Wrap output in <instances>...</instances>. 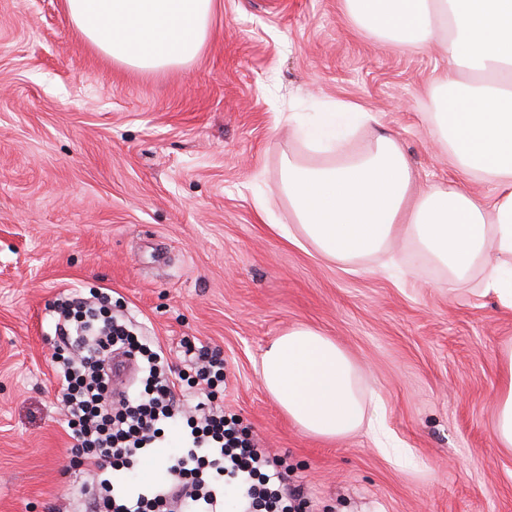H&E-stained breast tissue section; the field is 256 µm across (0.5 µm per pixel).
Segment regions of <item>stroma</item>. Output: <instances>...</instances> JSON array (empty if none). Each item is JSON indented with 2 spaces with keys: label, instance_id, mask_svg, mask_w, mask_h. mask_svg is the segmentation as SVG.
Wrapping results in <instances>:
<instances>
[{
  "label": "stroma",
  "instance_id": "obj_1",
  "mask_svg": "<svg viewBox=\"0 0 512 512\" xmlns=\"http://www.w3.org/2000/svg\"><path fill=\"white\" fill-rule=\"evenodd\" d=\"M437 49L358 30L344 0H215L191 62L141 71L92 47L64 0H0V512H82L69 466L50 305L122 303L173 371L186 345L224 354V410L301 484L306 512H512V452L494 434L512 311L484 272L448 277L413 248L353 264L286 240L289 116L359 104L419 187L459 173L438 148ZM268 197L259 214L255 199ZM321 330L360 366L392 438L305 433L264 389L286 329Z\"/></svg>",
  "mask_w": 512,
  "mask_h": 512
}]
</instances>
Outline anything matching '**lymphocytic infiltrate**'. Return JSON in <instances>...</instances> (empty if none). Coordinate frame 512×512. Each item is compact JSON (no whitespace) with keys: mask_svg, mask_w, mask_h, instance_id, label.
Segmentation results:
<instances>
[{"mask_svg":"<svg viewBox=\"0 0 512 512\" xmlns=\"http://www.w3.org/2000/svg\"><path fill=\"white\" fill-rule=\"evenodd\" d=\"M57 348L66 357L56 368L64 421L73 443L72 467L98 474L87 491L85 512H222L228 484L240 491L241 512H302L301 491L289 488L278 456L238 420L211 401L224 383L221 350L202 347L190 361L192 384L202 397L197 416L183 411V374L167 372L131 325L104 316L95 302L75 297L56 309ZM142 360L145 375L137 394L115 395L112 354ZM183 423L182 445L170 458L169 476L134 495L115 491L106 469H132L138 457L157 447L165 429Z\"/></svg>","mask_w":512,"mask_h":512,"instance_id":"1","label":"lymphocytic infiltrate"}]
</instances>
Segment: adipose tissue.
Listing matches in <instances>:
<instances>
[{
	"mask_svg": "<svg viewBox=\"0 0 512 512\" xmlns=\"http://www.w3.org/2000/svg\"><path fill=\"white\" fill-rule=\"evenodd\" d=\"M215 0H66L86 41L132 67L156 70L193 60L204 45ZM369 35L426 49L441 44L448 67L433 80L430 126L464 176L491 184L472 196L457 184L414 194L415 172L396 138L353 140L375 117L345 102L324 106L296 128L303 155L284 164L293 226L289 241L338 263L388 251L396 238L459 282L475 267L486 289L512 310V0H345ZM469 82H461L460 71ZM504 255L488 258L489 248ZM495 400L494 435L512 451V351ZM261 378L283 412L322 438L375 429L359 392V368L334 340L310 326L288 329L261 357Z\"/></svg>",
	"mask_w": 512,
	"mask_h": 512,
	"instance_id": "ef3b65f1",
	"label": "adipose tissue"
}]
</instances>
